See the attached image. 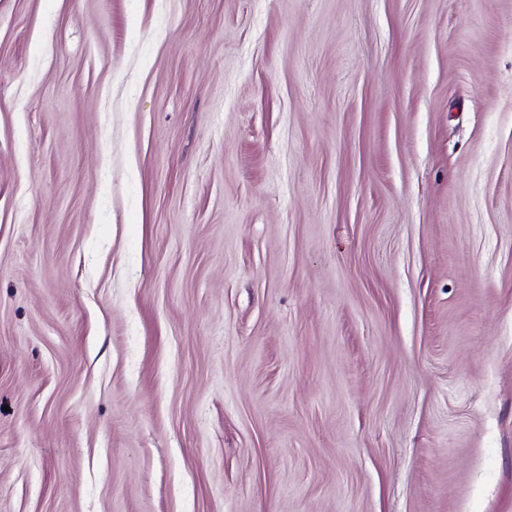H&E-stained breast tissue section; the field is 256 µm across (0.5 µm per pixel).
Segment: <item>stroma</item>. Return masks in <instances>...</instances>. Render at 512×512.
<instances>
[{
  "mask_svg": "<svg viewBox=\"0 0 512 512\" xmlns=\"http://www.w3.org/2000/svg\"><path fill=\"white\" fill-rule=\"evenodd\" d=\"M0 512H512V0H0Z\"/></svg>",
  "mask_w": 512,
  "mask_h": 512,
  "instance_id": "stroma-1",
  "label": "stroma"
}]
</instances>
